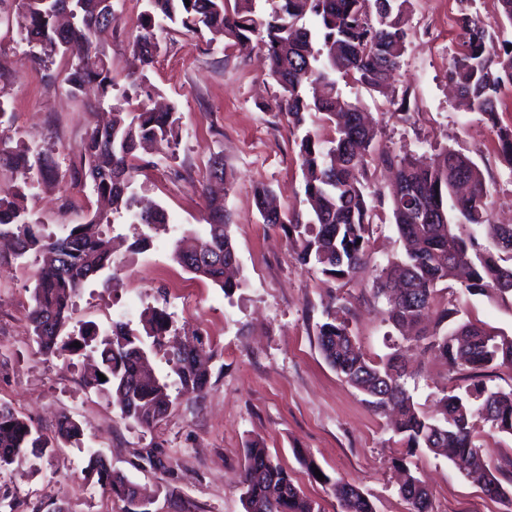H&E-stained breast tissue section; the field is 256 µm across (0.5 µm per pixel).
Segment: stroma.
<instances>
[{
    "label": "stroma",
    "mask_w": 512,
    "mask_h": 512,
    "mask_svg": "<svg viewBox=\"0 0 512 512\" xmlns=\"http://www.w3.org/2000/svg\"><path fill=\"white\" fill-rule=\"evenodd\" d=\"M117 27L104 32V49L118 89L129 86L134 66L131 44L147 0H112ZM458 0H411L410 31L393 98L342 80L343 97L359 102L375 118L377 155L368 166V184L383 198L373 218L368 257L353 277L336 281L314 265L297 262L285 232L264 224L254 198L256 184L273 190L284 212L306 207L296 142L299 130L269 111L279 94L265 76L256 46H223L205 37L173 32L150 73L160 102L176 108L182 139L176 149L150 150L145 176L135 187L146 201L163 207L169 230L149 247H131L137 226L117 220L113 239L118 275L110 284L90 281L75 300L73 323L94 322L107 330L120 319L138 327L149 306L166 309L175 327L197 333L214 350L210 383L202 397L170 389L175 404L165 421L146 430L124 419L112 401L84 390L77 357H45L31 338L32 257H14L0 248V402L21 411L43 433H53L59 416L81 424V444H64L53 458L31 459L0 472V498L14 512H40L56 502L65 512H123L98 484L85 480L87 449L99 451L113 470L156 492L152 512H245L242 501L243 448L261 439L292 475L295 485L323 512H336L328 482L314 479L302 458L315 461L329 479L355 483L375 512H408L398 492L396 458L419 470L432 494L434 512H507L481 485L448 459L430 453L407 454L363 395L325 361L319 327L325 306L340 299L344 319L367 359L403 354L411 371L407 388L420 409L431 411L451 387L467 382L466 371L451 367L425 341L401 336L386 321L383 299L373 281L388 256L403 242L391 221V184L379 156H428L440 147L472 158L495 190L498 219H512V169L505 166L497 138L476 113L450 91L448 62L459 49ZM67 67L55 57L49 71L34 68L21 34L16 7L0 0V98L8 112L0 136L20 140L50 156L66 171L88 138L94 120L85 102L62 81ZM406 98V111L396 99ZM223 161L234 175L224 198L244 285L233 296L194 279L170 257L183 233L204 234L208 209L201 193L212 161ZM91 186L33 175L27 207L48 230L84 223L94 210ZM439 301L455 300L463 317L512 337V297L471 295L454 282L441 284ZM163 459L151 466L148 451Z\"/></svg>",
    "instance_id": "stroma-1"
}]
</instances>
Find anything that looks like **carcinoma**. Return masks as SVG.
I'll return each instance as SVG.
<instances>
[{"label":"carcinoma","mask_w":512,"mask_h":512,"mask_svg":"<svg viewBox=\"0 0 512 512\" xmlns=\"http://www.w3.org/2000/svg\"><path fill=\"white\" fill-rule=\"evenodd\" d=\"M21 30L40 65L57 55L68 59L64 82L76 97L92 91L101 102L115 81L106 54L95 44L96 33L117 22L105 0H15ZM148 0L138 21L132 48L137 61L132 86L146 100L131 105L130 96L112 106V122L96 127L69 166L71 183L90 184L98 207L83 224L57 235L34 219L25 201L33 169L46 176L54 166L43 154L0 137V169L13 174L0 187V238L12 239L15 255L36 259L32 305L28 312L33 342L44 355L90 352L98 362L82 376V385L114 396L121 416L152 429L166 417L173 400L169 384L147 370L149 355L163 352L180 393L199 396L209 385V356L202 347L171 343L172 318L163 308L148 307L140 328L121 321L101 335L93 324L69 329L74 298L85 283L111 266L110 240L103 227L112 217L156 231L169 224L160 206L136 209L134 182L147 165L137 155L146 143L171 149L180 138L175 109L148 106L156 93L147 75L162 50L157 31L178 24L193 34L206 32L208 42L249 41L256 37L268 61L267 76L281 90L276 111L288 125L303 127L315 111L328 137L307 132L297 142L308 209L285 216L274 209L267 224L288 225V239L303 264L320 267L336 280L350 276L363 262L373 223V205L365 191L368 158L374 150L376 124L361 120L359 103L337 90L336 75L351 78L369 91L388 94L405 50L410 0H273L268 19L254 18L255 0ZM498 18L486 21L460 10L461 50L449 63L448 77L471 111L481 116L498 140L499 152L512 167V128L499 123L501 94L512 87V0H497ZM312 17L316 28L299 24ZM395 170L391 213L406 252L391 258L373 282L386 301L387 321L400 330L425 324L428 347L449 365L478 375L497 366H512V338L483 324L464 321L460 310L437 300V285L456 281L470 294L495 292L512 296V224L494 221L491 185L478 164L448 147L427 158L387 156ZM462 184L467 195L458 193ZM210 217L206 233L191 245L174 242L171 257L194 278L208 281L229 296L243 282L228 275L236 262L231 224L224 200L207 197ZM487 231L482 245L476 229ZM318 342L336 373L366 396L375 412L389 413L387 427L414 453L425 449L451 461L460 471L481 472L486 496L512 506V477L502 466L486 467V439L512 435V389H491L481 380L443 394L432 412L416 407L405 386L407 372L396 355L373 362L365 358L349 325L336 321V309L324 311ZM80 347H74V342ZM106 377L100 381L99 375ZM488 427L485 436L475 422ZM83 430L68 415L59 418L51 435L7 403H0V469L21 466L30 457H50L62 443H78ZM84 473L109 491L131 512L125 476L112 471L96 451L88 453ZM340 512H374L370 500L353 483L324 476ZM242 499L245 512H321L301 494L293 478L259 439L244 447ZM408 512H433L429 490L410 474L399 487Z\"/></svg>","instance_id":"obj_1"}]
</instances>
